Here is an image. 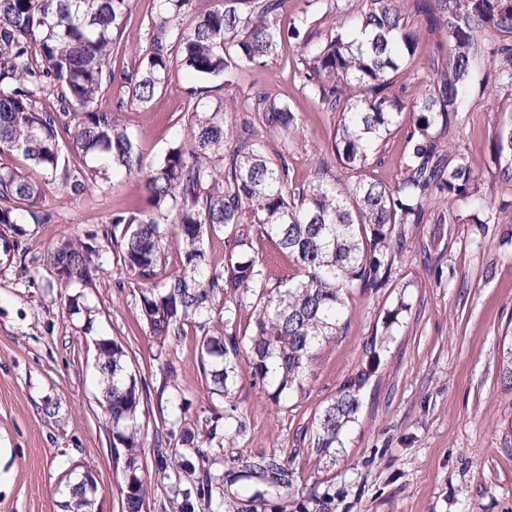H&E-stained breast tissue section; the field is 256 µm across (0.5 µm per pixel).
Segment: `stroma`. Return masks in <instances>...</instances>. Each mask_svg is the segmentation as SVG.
<instances>
[{
	"label": "stroma",
	"mask_w": 512,
	"mask_h": 512,
	"mask_svg": "<svg viewBox=\"0 0 512 512\" xmlns=\"http://www.w3.org/2000/svg\"><path fill=\"white\" fill-rule=\"evenodd\" d=\"M359 0H287L284 27L302 17L322 29L356 11ZM156 0H133L113 66L134 69L149 43ZM302 42L287 40L265 63L241 66L233 83L212 92L210 103L258 93L288 105L299 128L287 136L268 127L263 113L250 117L271 160L286 158L293 184L309 182L330 158L336 115L299 71ZM474 94L450 129H434L450 156L466 157L481 194L491 202L487 223L462 221L464 202L434 194L423 223L408 227L406 249L388 284L354 288L345 298L340 336L318 352L302 391L274 404L240 365L230 401L212 395L198 352L195 322L182 336L159 342L140 312V283L121 271L112 244V215L147 206L139 178L119 187L99 180L81 195L58 180L41 183L39 207L49 224H0V512H61L62 482L73 467L90 470L103 512H122L112 430L99 403L93 339L124 347L146 390L140 414L147 512H184L189 475L161 470L156 441L177 445L172 418L206 435L211 417L234 405L246 426L227 429L224 447L196 460L197 472L224 480V512H512V179L495 151L498 128L512 125L501 109L512 89L495 79L489 51L472 62ZM179 66L148 105L117 108L116 92L98 105L117 110L144 156L156 161L198 103ZM416 117L406 112L391 126L367 177L390 183L400 173L407 135ZM446 212L447 223L436 221ZM91 238L101 258L95 284L64 290L45 263L62 240ZM80 295L94 321L69 308ZM405 302L392 327L384 316ZM378 338V360L360 395L355 423L341 435L335 455L316 456L307 430L344 382L365 365V343ZM56 403L55 414L43 410ZM275 458L288 471V498L267 494L265 480L249 476L258 457ZM264 498H256V491Z\"/></svg>",
	"instance_id": "1"
}]
</instances>
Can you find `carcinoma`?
<instances>
[{
  "label": "carcinoma",
  "instance_id": "carcinoma-1",
  "mask_svg": "<svg viewBox=\"0 0 512 512\" xmlns=\"http://www.w3.org/2000/svg\"><path fill=\"white\" fill-rule=\"evenodd\" d=\"M194 0H157L150 39L137 69L112 67L129 19L131 0H0V155L19 153L42 176L62 181L72 194L85 192L108 173L142 179L149 209L113 214L120 231L117 264L141 282L140 311L154 336L182 335L198 320L199 353L212 393L231 395L239 357L251 376L279 404L303 389L318 350L343 326L346 290L382 288L405 250L406 226L421 224L435 192L469 200L473 210H491L478 193L476 176L461 157L444 154L430 130L449 127L471 94L473 54L488 46L497 77L512 85V0H362L354 19L340 20L320 37L308 18L292 28L304 36L301 73L328 109L338 113L333 155L342 168L361 172L374 163L378 144L403 112L417 114L409 149L392 183L357 179L341 189L324 163L310 184L295 187L285 158L275 164L243 119L229 142L224 112L238 107L231 96L214 107L203 104L179 133V144L151 162L120 123L116 112L98 108L106 88L121 98L148 104L165 84L171 50L179 65L204 82L196 93L213 92L208 82L227 77L242 63L273 57L285 37L281 13L287 0H258L248 12L219 4L198 13ZM420 18L404 23L402 11ZM190 14L189 26L181 16ZM443 34L442 58L429 67L423 92L408 94L417 45L424 36ZM58 92L63 111H44L41 100ZM268 122L284 131L298 129L286 104L257 98ZM89 159L73 171L62 146ZM38 178L0 167V224H48L38 210ZM224 234L229 259L207 260L204 241ZM269 237L288 254L301 278L270 284L266 265L248 255L253 237ZM171 244L183 255V271L155 280L162 253ZM97 250L79 239L63 240L47 254L58 285L92 286ZM248 323L241 326L242 315ZM101 406L112 426L114 448L122 450L123 512H145L148 487L141 472L138 422L143 386L122 345L99 338ZM367 364L348 379L312 424L309 446L322 455L341 443L354 422L360 391L371 377ZM182 445L201 458L223 447L218 420L206 439L181 431ZM250 472L272 487L288 486V471L273 459L252 464ZM223 480L209 472L184 490L185 508L203 501L207 512H224ZM62 512H90L80 478L62 490Z\"/></svg>",
  "mask_w": 512,
  "mask_h": 512
}]
</instances>
